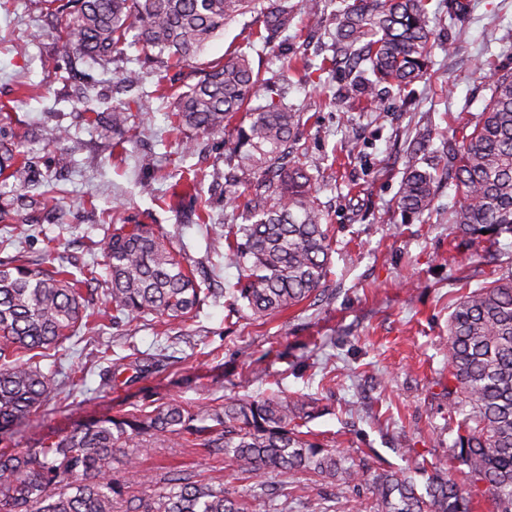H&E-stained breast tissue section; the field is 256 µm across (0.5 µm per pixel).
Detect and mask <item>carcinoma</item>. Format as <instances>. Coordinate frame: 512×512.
Returning <instances> with one entry per match:
<instances>
[{
	"mask_svg": "<svg viewBox=\"0 0 512 512\" xmlns=\"http://www.w3.org/2000/svg\"><path fill=\"white\" fill-rule=\"evenodd\" d=\"M66 17L56 44L65 58L108 62L128 36L162 68L191 65L206 44L240 16L258 13L268 35L288 30L291 0H44ZM332 34L335 64L355 75L357 98H374L377 86L399 89L427 71L433 29L427 0H342ZM179 94L176 122L199 133L232 131L224 155V193L233 204L245 196L246 223L227 227L226 259L238 267L228 310L256 318L288 310L310 298L328 276V225L311 177L292 160L304 114L282 101L252 104L267 84L247 55L238 53L196 71ZM491 96L472 130L454 139L457 202L449 222L464 236L491 240L512 233V72H493ZM130 103L112 106L104 129L123 138ZM437 163L412 152L397 208L406 216L434 209ZM0 177L21 191L43 183L40 170L0 128ZM487 234H482V231ZM112 319L148 316L186 321L197 317L207 294L163 238L147 224L112 227L103 242ZM48 256L33 266L21 257L0 260V431L57 400L58 371L40 362L77 333L89 318L83 287ZM448 405L470 407L459 424L456 458L473 484L493 495L495 512H512V274L461 299L448 321ZM158 369L136 359L112 366L109 386ZM315 406L272 392L250 400L189 406L166 403L119 416L83 421L65 435L49 434L26 448H0V512H113L123 488L108 478L124 448L148 452L145 437H190L212 455L231 458L252 478L270 472H313L357 492L366 487L377 512H473V501L448 470L428 474L424 490L395 470L376 471L334 448L302 437L299 428ZM148 491L126 499V512H245L224 486L189 473L142 475Z\"/></svg>",
	"mask_w": 512,
	"mask_h": 512,
	"instance_id": "carcinoma-1",
	"label": "carcinoma"
}]
</instances>
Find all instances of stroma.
<instances>
[{"label": "stroma", "instance_id": "stroma-1", "mask_svg": "<svg viewBox=\"0 0 512 512\" xmlns=\"http://www.w3.org/2000/svg\"><path fill=\"white\" fill-rule=\"evenodd\" d=\"M468 13L448 20V0H430L432 24L454 52L435 50L428 73L404 89L381 90L357 108L345 70L292 75L287 102L308 116L300 163L312 177L331 238L330 273L320 296L266 319L250 311L229 316L222 295L239 271L225 258L224 227L241 221V204L224 199V138L175 127L172 73L157 77L144 65L140 44L126 45L109 66L73 60L77 81L101 88L128 69L142 71L144 94L133 108L124 143L94 124L105 104H74L55 78L63 63L40 0H10L0 8V127L9 129L39 168L55 173L59 191L48 207L19 211L15 247L30 261L52 250L57 263L94 269L84 297L94 315L83 339L60 348L58 364L68 397L30 416L0 439L23 448L48 432L63 435L78 422L172 400L198 405L246 400L281 387L321 407L308 424L322 443L369 467H401L424 483L433 467L464 474L453 455L460 410L448 406V315L466 292L512 272V235L470 240L449 224L457 196L450 170L440 169L437 212L429 223L408 222L395 199L416 127L432 126V150L451 129L473 122L491 94L490 67L512 71V0H466ZM297 11L288 49L320 65L329 55L323 31H309ZM261 20L246 15L229 24L198 58L204 67L247 52L252 65L274 70L252 44ZM68 127L63 147L49 145L56 126ZM193 141L191 151L181 144ZM153 159L145 168L142 157ZM200 183L211 221H197L189 200L173 196L180 179ZM122 213L153 225L196 279L213 294L196 320H136L112 325L101 249L108 215ZM163 360L162 372L109 388L104 354ZM146 467L178 466L198 479L222 481L242 502L259 488L225 458L184 440L160 436ZM283 489L278 512H308L324 497L327 512H376L369 490L353 492L312 473L266 475Z\"/></svg>", "mask_w": 512, "mask_h": 512}]
</instances>
